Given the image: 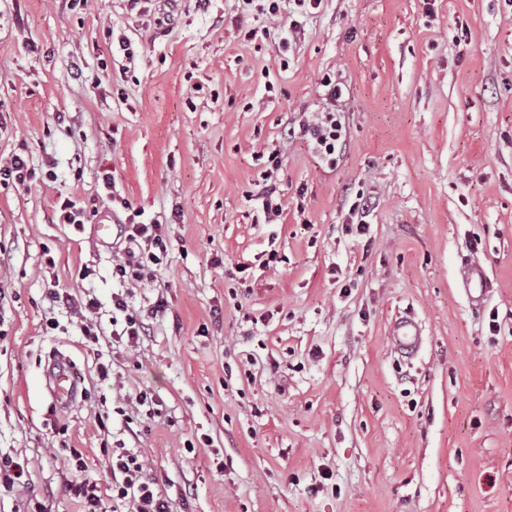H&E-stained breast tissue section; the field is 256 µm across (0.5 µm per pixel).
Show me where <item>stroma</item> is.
I'll list each match as a JSON object with an SVG mask.
<instances>
[{
	"label": "stroma",
	"instance_id": "stroma-1",
	"mask_svg": "<svg viewBox=\"0 0 512 512\" xmlns=\"http://www.w3.org/2000/svg\"><path fill=\"white\" fill-rule=\"evenodd\" d=\"M303 26L282 52L238 0H0V159L36 172L0 185V460L23 470L0 512H83L77 453L112 512L121 444L172 512H512V0H322ZM330 104L332 164L298 131ZM276 149L285 218L260 224ZM107 171L171 240L130 299L168 310L133 343L112 334L119 240L94 235L125 219ZM67 197L83 229L55 218ZM53 288L97 299V343ZM399 317L420 326L408 358ZM60 353L83 389L66 408ZM463 283L473 300L483 299L486 292V277L482 267L466 264L463 270ZM47 376L49 394L60 406H68L77 400L79 394L82 395L67 357L54 358L48 368Z\"/></svg>",
	"mask_w": 512,
	"mask_h": 512
}]
</instances>
